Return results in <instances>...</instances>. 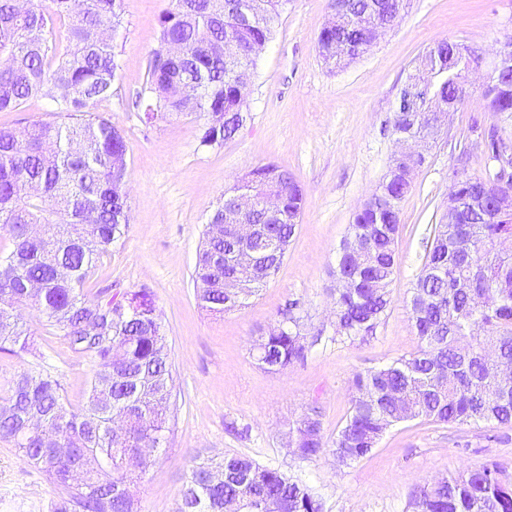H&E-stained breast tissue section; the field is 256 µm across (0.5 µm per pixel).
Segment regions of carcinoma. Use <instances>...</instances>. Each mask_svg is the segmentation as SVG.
<instances>
[{"label":"carcinoma","instance_id":"obj_1","mask_svg":"<svg viewBox=\"0 0 512 512\" xmlns=\"http://www.w3.org/2000/svg\"><path fill=\"white\" fill-rule=\"evenodd\" d=\"M121 0H0V112H16L30 97L48 101L51 119L22 128L0 126V231L11 249L0 253V352L25 347L29 332L15 309L33 304L69 348L91 355L96 370L82 406L74 408L47 369L23 373L0 388V439L44 472L60 491L57 512H138L127 484L151 465L141 453L149 439L159 448L174 411L173 376L160 314L147 288L86 297L96 263L127 224L126 143L112 118L92 106L112 97L119 64L112 36L122 25ZM281 0H173L159 19V46L136 106L146 122L173 114L206 118L200 145L220 147L243 123L252 44L271 38ZM406 0H344L336 27L318 36L319 53L340 67L358 48L403 19ZM242 48L224 61V38ZM169 42L182 44L167 58ZM456 43L443 41L418 60L392 118L396 134L421 146L434 136L412 126L410 112L435 102L458 105L468 91L455 83L463 66ZM202 80L199 96L177 88ZM488 111L512 115V71L482 93ZM486 168L455 175L449 194L467 201L462 224H436L426 260L407 302L421 346L353 376L351 407L331 443L322 435L320 408L311 404L289 426L288 447L303 460L330 453L346 465L365 455L392 425L424 417L439 424L512 425V382L504 383L486 350L512 361V209L496 194L499 157L509 137L497 125L482 136ZM282 197L283 215L264 225L269 248L257 254L245 287L225 282L243 275L224 253L248 249L232 239L233 225L214 238L205 233L194 284L202 306L224 313L248 305L280 270L303 211L302 187L285 168L258 167ZM413 177L389 172L377 198L362 206L336 252L335 340L364 343L376 335L391 306L389 285L397 257L401 203ZM307 329L298 302L288 305L279 329L258 331L252 356L259 367L283 372L302 363L322 340ZM323 512L307 485L243 456L192 465L177 512ZM412 512H512V482L484 466L411 493Z\"/></svg>","mask_w":512,"mask_h":512}]
</instances>
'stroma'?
Listing matches in <instances>:
<instances>
[{"label": "stroma", "instance_id": "1", "mask_svg": "<svg viewBox=\"0 0 512 512\" xmlns=\"http://www.w3.org/2000/svg\"><path fill=\"white\" fill-rule=\"evenodd\" d=\"M170 7L171 0L124 2L114 40L118 79L112 97L95 109L111 115L125 137L129 224L84 286L90 298L113 282L150 289L166 336L177 411L164 447L130 487L140 512H175L192 461L231 455L302 481L321 498L324 512H406L415 487L482 466L497 467L511 482L507 425L401 422L348 466L329 454L297 459L283 433L315 402L323 436L332 440L350 409L354 374L419 349L406 303L425 261L429 229L448 211L456 156L472 142L470 126L497 121L478 90L452 112L401 203L391 309L365 343L333 339L336 250L398 149L389 121L416 59L442 40L494 54L512 34V0H407L399 25L340 69L327 65L317 47L331 0H285L257 57L244 123L215 148L200 145L204 118L173 116L148 125L134 105L158 43L159 18ZM267 163L288 169L303 188L300 222L279 272L259 295L241 310L212 314L200 306L193 282L208 216L225 190ZM294 301L309 328L323 330L326 339L304 363L266 371L250 355L252 340ZM17 314L34 345L0 353V385L45 367L72 406L81 405L93 359L72 351L35 308L23 306ZM58 501L45 474L0 441V512H56Z\"/></svg>", "mask_w": 512, "mask_h": 512}]
</instances>
